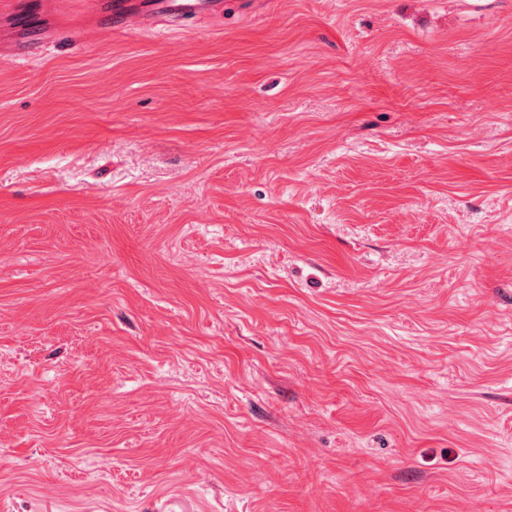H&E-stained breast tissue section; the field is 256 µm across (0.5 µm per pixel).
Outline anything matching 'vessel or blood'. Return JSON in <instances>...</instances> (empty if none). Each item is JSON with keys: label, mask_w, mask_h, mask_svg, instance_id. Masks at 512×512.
I'll list each match as a JSON object with an SVG mask.
<instances>
[{"label": "vessel or blood", "mask_w": 512, "mask_h": 512, "mask_svg": "<svg viewBox=\"0 0 512 512\" xmlns=\"http://www.w3.org/2000/svg\"><path fill=\"white\" fill-rule=\"evenodd\" d=\"M108 9V15L101 19L102 24L120 32L156 35L187 21L220 15L223 3L222 0H142L135 7L129 5L128 0H110ZM65 35V30L56 28L36 38L14 40L10 48L15 57L23 58Z\"/></svg>", "instance_id": "obj_1"}]
</instances>
